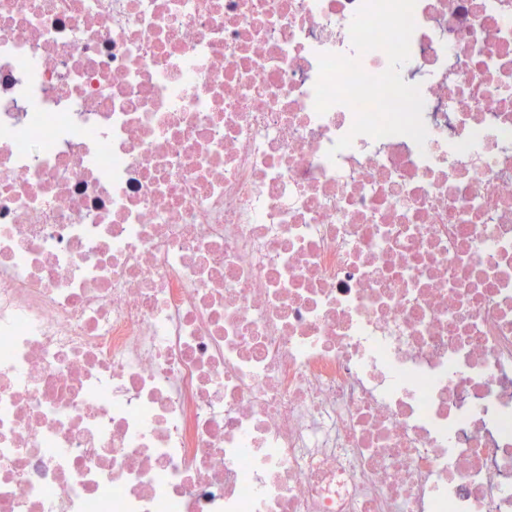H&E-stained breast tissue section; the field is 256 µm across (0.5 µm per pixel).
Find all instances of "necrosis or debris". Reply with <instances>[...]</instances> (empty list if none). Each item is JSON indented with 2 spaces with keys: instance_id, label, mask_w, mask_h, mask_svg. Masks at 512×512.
Here are the masks:
<instances>
[{
  "instance_id": "4bbe7bcc",
  "label": "necrosis or debris",
  "mask_w": 512,
  "mask_h": 512,
  "mask_svg": "<svg viewBox=\"0 0 512 512\" xmlns=\"http://www.w3.org/2000/svg\"><path fill=\"white\" fill-rule=\"evenodd\" d=\"M360 4L0 0V512H512V0L331 160Z\"/></svg>"
}]
</instances>
